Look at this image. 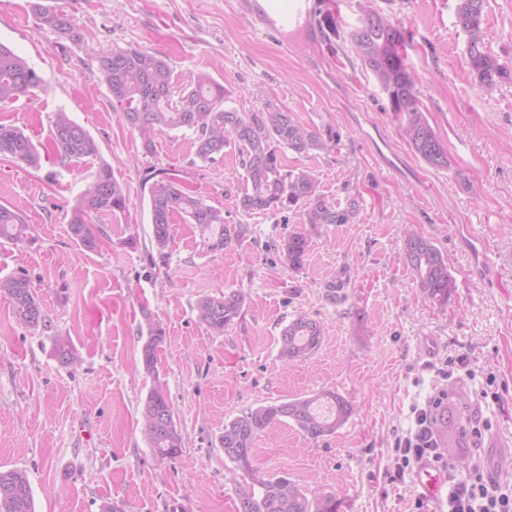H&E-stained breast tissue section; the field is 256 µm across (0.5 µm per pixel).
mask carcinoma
<instances>
[{
    "label": "carcinoma",
    "mask_w": 512,
    "mask_h": 512,
    "mask_svg": "<svg viewBox=\"0 0 512 512\" xmlns=\"http://www.w3.org/2000/svg\"><path fill=\"white\" fill-rule=\"evenodd\" d=\"M486 0H458L456 26L467 36L466 54L475 85L492 93L503 83L512 82V69L499 62L485 45L483 17ZM39 25L73 42L83 39L72 17L61 9L33 5ZM407 31L401 23L368 9L361 27L350 34V43L387 95L391 112L399 120L401 137L430 166L448 168V152L432 128L421 107L413 74L404 55ZM98 71L112 97L113 110L132 129L139 132L146 154L154 153L153 139L158 134L184 131L192 135L195 154L203 162L212 161L234 144L242 157L246 187L239 198L243 211L274 212L298 205L305 206V223L315 229L324 224H348L358 201L348 200L344 207L328 204L318 192L316 178L305 170H287L280 149L302 154L320 150L324 142L319 134L303 125L286 108L270 107L264 112H240L226 106L230 92L205 69L192 74L178 102L172 101V72L161 56L135 47H116L95 55ZM41 87V78L26 61L0 43V104L11 102ZM51 142L56 160L62 164L97 159L100 152L90 133L63 109L51 120ZM0 156H10L29 166L40 163L32 141L19 128L0 124ZM148 180L153 241L158 252L171 239L173 215L180 214L199 228L201 245L208 251L227 247L235 233L224 224L222 211L203 199L186 193L165 170ZM126 206V190L112 174L110 164L98 163L84 190L77 197L68 221L69 231L82 246L94 251L98 238L94 218L121 214ZM29 225L11 207L0 204V239L15 244L32 241ZM284 256L294 269H301L309 249L305 232L288 235ZM403 249L408 265L426 298L448 303L455 288L448 260L440 249L413 226L403 230ZM0 293L7 296L12 315L19 323L46 327V317L29 281L23 277L0 278ZM245 296L231 290L221 297L198 300V319L210 331L224 333L239 315ZM165 329L147 320V337L141 348V360L147 373H155L157 353L164 343ZM319 323L304 315L282 332L279 355L286 362H301L321 346ZM53 353L65 366L77 363L76 350L62 336L54 339ZM348 400L333 391L313 399H293L259 405L243 412L224 425L220 437L224 456L249 480L251 488L239 500V512H336L332 494L309 498L300 485L281 475L265 477L255 467V442L271 425L284 419L293 422L311 439L331 436L351 416ZM143 432L154 454L161 460H173L183 447V437L172 407L160 382L148 394L142 409ZM0 512H36L34 497L25 472L0 470Z\"/></svg>",
    "instance_id": "carcinoma-1"
}]
</instances>
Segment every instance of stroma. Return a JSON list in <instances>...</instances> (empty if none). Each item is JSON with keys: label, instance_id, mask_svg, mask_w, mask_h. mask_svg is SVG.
<instances>
[{"label": "stroma", "instance_id": "1", "mask_svg": "<svg viewBox=\"0 0 512 512\" xmlns=\"http://www.w3.org/2000/svg\"><path fill=\"white\" fill-rule=\"evenodd\" d=\"M36 3L71 14L83 43L39 28ZM456 3L349 0L338 36L323 27L318 42L287 49L251 26L242 0H0V41L42 80L37 111L4 104L0 122L42 150L53 113L65 109L126 187L125 213L95 224L100 246L89 251L68 219L95 162L52 159L34 169L0 158V203L19 210L33 236L24 246L0 241V278L28 279L50 323L18 324L0 295V468L26 472L36 512H101L106 502L123 512H169L174 502L181 512H237L246 482L220 445L225 424L325 391L351 403L344 426L314 440L290 421L273 425L256 440L259 469L288 476L311 498L335 494L354 512H434L395 451L411 409L439 390L473 400L488 389L497 398L482 407L485 432L467 454L512 491V83L477 90ZM368 8L408 30L406 63L450 168L428 165L400 137L387 95L352 51L349 35ZM484 28L488 50L512 66V0H487ZM129 45L165 58L175 88L207 66L231 107L277 105L316 130L325 149H285L283 161L312 170L328 204L357 198L351 223L312 231L299 206L244 212L237 148L203 162L190 134L171 132L145 154L91 60ZM151 167L222 210L237 231L231 245L203 250L195 225L178 217L158 254L144 188ZM409 224L448 260L455 288L446 305L428 300L413 278L401 237ZM297 231L311 242L294 270L281 245ZM341 273L348 286L330 296ZM232 289L245 295L241 314L215 334L196 304ZM301 315L320 323L322 345L289 365L280 336ZM150 318L166 330L152 375L141 360ZM56 336L78 351L76 368L53 356ZM461 354L466 368L441 377L445 359ZM158 380L183 436L170 461L142 432L141 409Z\"/></svg>", "mask_w": 512, "mask_h": 512}]
</instances>
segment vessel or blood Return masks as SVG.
Instances as JSON below:
<instances>
[{
  "mask_svg": "<svg viewBox=\"0 0 512 512\" xmlns=\"http://www.w3.org/2000/svg\"><path fill=\"white\" fill-rule=\"evenodd\" d=\"M248 11L263 31L287 47L291 46L295 36L313 24L311 0H255ZM415 480L423 500L436 504L443 499L448 487V474L436 463L420 462Z\"/></svg>",
  "mask_w": 512,
  "mask_h": 512,
  "instance_id": "b4317fda",
  "label": "vessel or blood"
}]
</instances>
